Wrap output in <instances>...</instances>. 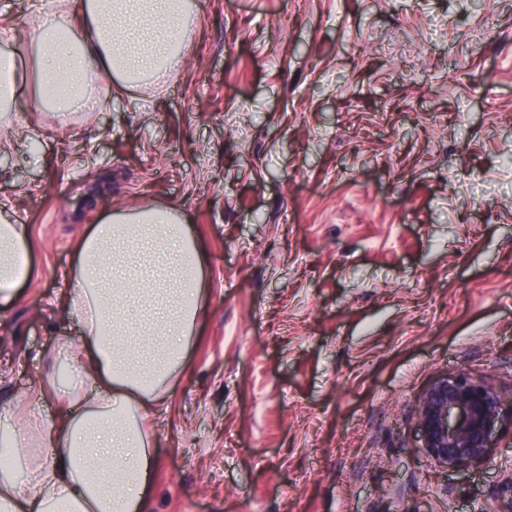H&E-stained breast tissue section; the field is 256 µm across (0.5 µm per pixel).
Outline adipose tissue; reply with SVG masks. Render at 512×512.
<instances>
[{
    "mask_svg": "<svg viewBox=\"0 0 512 512\" xmlns=\"http://www.w3.org/2000/svg\"><path fill=\"white\" fill-rule=\"evenodd\" d=\"M39 25L66 31L62 45L33 41L30 57L34 104L50 109L59 132L94 107L92 79L163 85L198 33L186 0H83L78 16L53 13ZM30 250L27 225L0 220V307L16 301L17 259ZM205 279L204 255L175 208L118 210L91 227L65 290L84 336L57 343L69 381L44 373L0 410L9 425L0 452L28 461L22 472L0 470V512H145L154 466L145 421L187 367ZM47 395L65 406L58 418L34 409Z\"/></svg>",
    "mask_w": 512,
    "mask_h": 512,
    "instance_id": "1",
    "label": "adipose tissue"
}]
</instances>
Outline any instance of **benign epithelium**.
Wrapping results in <instances>:
<instances>
[{"instance_id": "benign-epithelium-1", "label": "benign epithelium", "mask_w": 512, "mask_h": 512, "mask_svg": "<svg viewBox=\"0 0 512 512\" xmlns=\"http://www.w3.org/2000/svg\"><path fill=\"white\" fill-rule=\"evenodd\" d=\"M420 450L435 465L452 471L489 463L495 434L512 427V398L459 370L436 380L417 410Z\"/></svg>"}]
</instances>
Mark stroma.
I'll list each match as a JSON object with an SVG mask.
<instances>
[{"mask_svg": "<svg viewBox=\"0 0 512 512\" xmlns=\"http://www.w3.org/2000/svg\"><path fill=\"white\" fill-rule=\"evenodd\" d=\"M36 0H0L17 54ZM185 68L99 89L66 134L16 69L0 214L33 272L0 311V405L83 329L63 274L113 211L191 224L209 304L153 416L148 512H496L419 449L457 370L512 395V0H201Z\"/></svg>", "mask_w": 512, "mask_h": 512, "instance_id": "obj_1", "label": "stroma"}]
</instances>
